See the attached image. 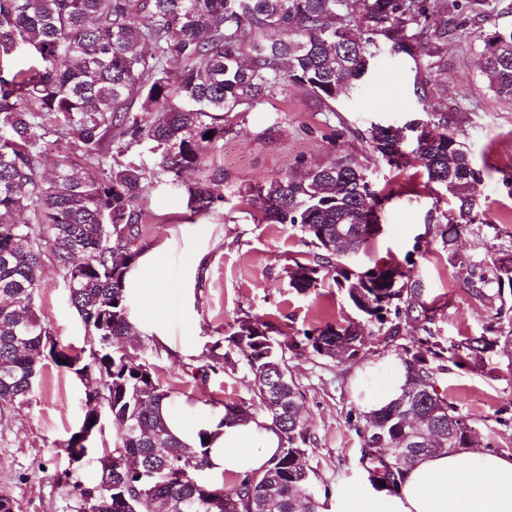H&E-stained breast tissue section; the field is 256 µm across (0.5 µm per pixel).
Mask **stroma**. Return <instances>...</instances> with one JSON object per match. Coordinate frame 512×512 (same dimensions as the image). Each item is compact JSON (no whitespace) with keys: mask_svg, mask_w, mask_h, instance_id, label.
Returning a JSON list of instances; mask_svg holds the SVG:
<instances>
[{"mask_svg":"<svg viewBox=\"0 0 512 512\" xmlns=\"http://www.w3.org/2000/svg\"><path fill=\"white\" fill-rule=\"evenodd\" d=\"M509 21L512 0H497L492 13L468 15L465 29L449 36L447 71L432 87L434 95L447 99L450 128L467 145L479 174L475 195L490 226L459 243L460 253L476 261L512 250V98L498 96L478 66L482 37L493 23ZM419 68L411 57H394L383 48L362 89L340 96L335 112L322 111L291 84L253 111L237 114L224 125L223 148L209 152L206 161L207 169L224 171L217 187L224 195L219 212L194 217L181 199L145 193L139 245L170 246L165 308L174 346L163 347L143 332L134 352L155 363L176 413L190 415L200 402L250 401L244 362L204 380L192 376L205 363L209 346L229 335L236 321L270 322L273 337L284 342L328 322L358 320L345 289L332 278L305 292L290 287L289 267L309 262L310 248L290 226L266 223L259 200L248 196L252 187L275 177L299 176L332 160L365 164L374 188L387 197L382 230L360 264L392 260L409 270L423 287V301L435 309L430 329L444 348L512 330L495 319L499 297L470 295L447 260L436 218L452 207L451 197L428 183L419 165L393 169L357 137L374 124L402 127L421 118L414 93ZM193 246L206 249V267L188 292L182 276ZM37 304L61 344L75 352L88 349L89 338L52 266L44 268ZM399 360L395 347L377 341L345 361L307 351L289 355L288 367L303 393L304 420L315 437L307 463L317 500L338 482L363 475L360 441L348 415L365 396L383 391L386 366ZM370 363L381 364V371L356 384V371ZM444 365L435 389L476 431L477 448L512 454V346L497 347L476 368L457 366L449 356ZM84 391L80 378L49 362L29 403L0 418V492L14 497L21 512H74L75 484L94 481L95 456L73 465L62 447L80 425ZM66 469L67 484L57 479Z\"/></svg>","mask_w":512,"mask_h":512,"instance_id":"obj_1","label":"stroma"}]
</instances>
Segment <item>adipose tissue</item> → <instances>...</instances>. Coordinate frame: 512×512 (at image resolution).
<instances>
[{"mask_svg":"<svg viewBox=\"0 0 512 512\" xmlns=\"http://www.w3.org/2000/svg\"><path fill=\"white\" fill-rule=\"evenodd\" d=\"M169 245L141 252L124 282L131 323L168 344L163 311L168 282ZM162 413L170 432L187 447L207 444L211 480L224 473L263 471L277 454V427L261 415L226 418L224 412L197 403L192 418L170 405ZM322 512H512V455L468 449L426 456L390 491L358 478L337 484Z\"/></svg>","mask_w":512,"mask_h":512,"instance_id":"ef3b65f1","label":"adipose tissue"}]
</instances>
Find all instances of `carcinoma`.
I'll list each match as a JSON object with an SVG mask.
<instances>
[{
    "label": "carcinoma",
    "mask_w": 512,
    "mask_h": 512,
    "mask_svg": "<svg viewBox=\"0 0 512 512\" xmlns=\"http://www.w3.org/2000/svg\"><path fill=\"white\" fill-rule=\"evenodd\" d=\"M431 0H0V417L27 403L46 358L93 383L78 430L63 448L78 444L82 430L98 432L91 400L112 416V450L135 459L103 486L76 487L77 512H319L311 488L307 451L313 436L299 405L303 393L288 368V352L352 357L369 337L326 324L307 345L282 343L270 323L236 322L211 347L198 373L208 377L237 354L252 377L251 406L224 403L238 418L255 407L281 434L280 453L268 468L234 474L230 488L200 480L208 448L187 450L168 430L161 404L170 397L147 357H133L119 339L134 334L124 280L140 254L142 200L154 188L180 196L191 215L224 204L213 185L224 170L206 173L207 152L224 146V121L249 112L290 83L331 112L330 103L368 73L379 40L390 54L426 50L416 94L425 118L404 148L403 130L374 125L360 137L396 168L413 158L454 206L439 223L448 261L471 295L512 293V254L477 262L459 256L458 238L491 225L472 193L477 172L465 143L448 130V103H427L431 77L447 62L448 31L462 27L458 0L433 16ZM18 54L36 65L13 70ZM478 63L491 87L512 98V23L496 24L482 40ZM213 134L210 139L207 134ZM66 140L69 154L46 175L41 157ZM138 148L137 156L127 157ZM188 171L202 175L184 180ZM266 221L289 224L316 252L313 261L289 268L291 287L318 286L324 272L347 289L352 305L378 325L380 340L402 350L406 379L380 410L356 414L361 463L370 480L395 487L423 456L472 447L476 433L454 404L434 387L442 353L425 339L401 343L412 320L429 332L432 308L420 305L421 284L398 263L350 270L334 243L357 257L379 231L382 205L365 168L353 159L317 165L300 177L282 176L258 186ZM25 212L28 219L16 220ZM61 273L68 300L90 337L88 357L67 352L42 317L36 293L45 262ZM500 344L477 336L455 357L477 366Z\"/></svg>",
    "instance_id": "1"
}]
</instances>
